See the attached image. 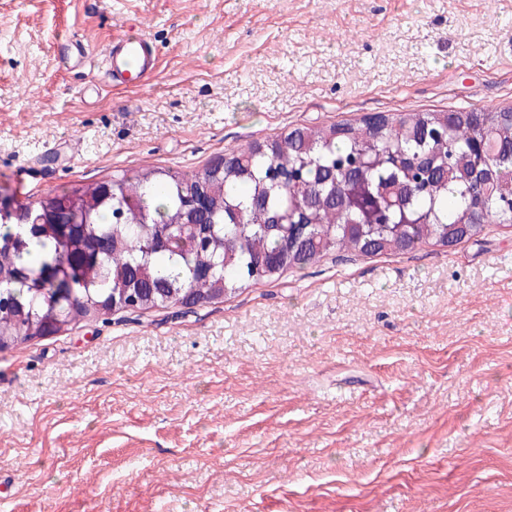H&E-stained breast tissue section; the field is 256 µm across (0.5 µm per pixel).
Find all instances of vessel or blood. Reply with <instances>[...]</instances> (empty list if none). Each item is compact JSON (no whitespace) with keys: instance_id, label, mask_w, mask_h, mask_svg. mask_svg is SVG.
<instances>
[{"instance_id":"b4317fda","label":"vessel or blood","mask_w":512,"mask_h":512,"mask_svg":"<svg viewBox=\"0 0 512 512\" xmlns=\"http://www.w3.org/2000/svg\"><path fill=\"white\" fill-rule=\"evenodd\" d=\"M160 55L146 35L112 37L102 49L101 62L113 86L143 85L157 71Z\"/></svg>"}]
</instances>
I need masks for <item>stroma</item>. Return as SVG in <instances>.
I'll return each mask as SVG.
<instances>
[{"label": "stroma", "instance_id": "1", "mask_svg": "<svg viewBox=\"0 0 512 512\" xmlns=\"http://www.w3.org/2000/svg\"><path fill=\"white\" fill-rule=\"evenodd\" d=\"M149 35L111 86L78 39ZM512 106V0H0V188ZM0 512H512V227L337 253L0 353Z\"/></svg>", "mask_w": 512, "mask_h": 512}]
</instances>
